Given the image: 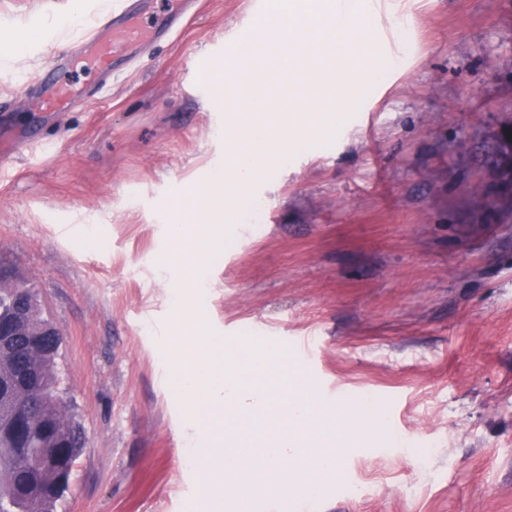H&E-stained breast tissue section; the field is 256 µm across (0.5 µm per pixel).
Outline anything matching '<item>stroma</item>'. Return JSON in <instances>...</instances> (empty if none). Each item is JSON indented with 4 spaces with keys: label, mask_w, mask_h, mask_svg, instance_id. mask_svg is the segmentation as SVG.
<instances>
[{
    "label": "stroma",
    "mask_w": 512,
    "mask_h": 512,
    "mask_svg": "<svg viewBox=\"0 0 512 512\" xmlns=\"http://www.w3.org/2000/svg\"><path fill=\"white\" fill-rule=\"evenodd\" d=\"M273 0H196L168 39L51 121L26 79L93 35L92 0H0V283L62 337L54 371L86 445L57 512H192L203 472L164 385L170 228L225 166L215 80ZM66 14L70 22L54 25ZM40 42L21 46L34 25ZM378 80L271 167L228 248L187 268L203 323L303 354L319 396L382 404L399 441L349 453L312 512H512V223H472L465 141L512 113V0H384Z\"/></svg>",
    "instance_id": "35a3bbf8"
}]
</instances>
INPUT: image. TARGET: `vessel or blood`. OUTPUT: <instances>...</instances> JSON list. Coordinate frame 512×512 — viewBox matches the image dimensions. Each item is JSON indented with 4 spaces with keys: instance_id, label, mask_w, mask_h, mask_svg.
Segmentation results:
<instances>
[{
    "instance_id": "1",
    "label": "vessel or blood",
    "mask_w": 512,
    "mask_h": 512,
    "mask_svg": "<svg viewBox=\"0 0 512 512\" xmlns=\"http://www.w3.org/2000/svg\"><path fill=\"white\" fill-rule=\"evenodd\" d=\"M144 0H128L105 24L83 41L73 54L53 59L42 75L32 79L29 90L43 112L69 111L87 94L77 73L106 74L131 60L145 46L169 36L188 7V0H174L161 16L145 20Z\"/></svg>"
}]
</instances>
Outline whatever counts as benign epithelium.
I'll use <instances>...</instances> for the list:
<instances>
[{
    "mask_svg": "<svg viewBox=\"0 0 512 512\" xmlns=\"http://www.w3.org/2000/svg\"><path fill=\"white\" fill-rule=\"evenodd\" d=\"M493 133L501 136L500 168L465 180V192L485 213L512 219V191L495 195L491 186L494 177L504 174L512 187V118L499 123ZM59 346L57 329L38 317L32 289L19 285L0 291V444L12 448L16 458L25 462L29 448L35 444L55 448L67 445L63 433L67 416L59 381L47 368ZM20 351L34 366L17 372L14 361ZM30 390L42 395L34 414L19 408L20 399ZM29 466L42 476L56 473V461L50 456H41Z\"/></svg>",
    "mask_w": 512,
    "mask_h": 512,
    "instance_id": "7a95c632",
    "label": "benign epithelium"
}]
</instances>
